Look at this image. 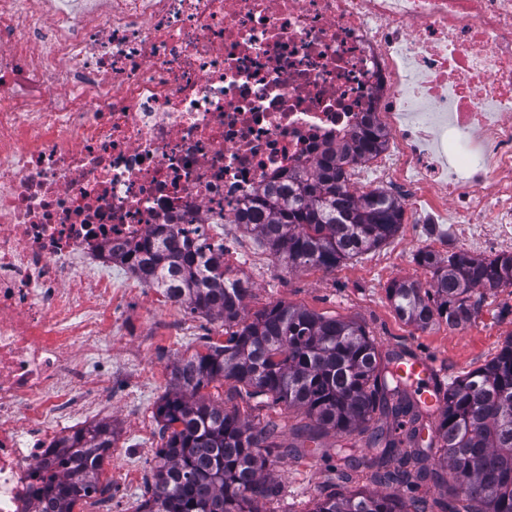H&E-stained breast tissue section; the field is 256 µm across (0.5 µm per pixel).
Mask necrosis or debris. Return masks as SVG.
<instances>
[{
	"mask_svg": "<svg viewBox=\"0 0 512 512\" xmlns=\"http://www.w3.org/2000/svg\"><path fill=\"white\" fill-rule=\"evenodd\" d=\"M367 115L352 191L512 252V0H0V512L112 402L84 378L144 285L108 248L174 224L232 266L261 188Z\"/></svg>",
	"mask_w": 512,
	"mask_h": 512,
	"instance_id": "obj_1",
	"label": "necrosis or debris"
}]
</instances>
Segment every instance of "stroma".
Segmentation results:
<instances>
[{
    "instance_id": "obj_1",
    "label": "stroma",
    "mask_w": 512,
    "mask_h": 512,
    "mask_svg": "<svg viewBox=\"0 0 512 512\" xmlns=\"http://www.w3.org/2000/svg\"><path fill=\"white\" fill-rule=\"evenodd\" d=\"M460 247L450 218L431 224L421 217L413 227H399L379 248L335 269L291 271L250 234L243 250L256 254L261 262L250 268L253 289L244 313L250 317L271 305L289 303L329 317L357 320L380 352L428 359L438 365L448 384L493 359L512 337V287L475 290L472 300L478 311L465 325L453 327L439 321L425 328L396 313L386 288L395 280L429 284L431 273L417 264V252L430 248L444 257ZM161 296V290L153 288L132 301L120 335L103 347L105 357L112 361L113 385L120 392L105 416L116 426L118 436L103 468L128 473L121 491L126 512H136L156 453L163 446L156 408L170 388L173 364L224 341L221 320L174 311L162 304ZM203 394L254 422L276 421L287 435L308 422L304 412L295 408L258 406L256 399L237 391L230 382L212 383ZM341 472L339 462L310 453L280 461L271 473L281 493L264 508L266 512H310L316 499L328 493L345 494L372 486L371 471L364 464H357L349 479H342Z\"/></svg>"
}]
</instances>
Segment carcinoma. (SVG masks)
<instances>
[{
	"instance_id": "obj_1",
	"label": "carcinoma",
	"mask_w": 512,
	"mask_h": 512,
	"mask_svg": "<svg viewBox=\"0 0 512 512\" xmlns=\"http://www.w3.org/2000/svg\"><path fill=\"white\" fill-rule=\"evenodd\" d=\"M386 139L365 119L303 176L264 186L241 216L246 229L290 270L333 269L379 247L398 230L403 209L384 191L355 194L344 165ZM110 257L146 286L184 296L191 312L224 321L223 344L172 367L171 390L157 407L165 443L139 512H263L280 492L269 473L271 449H280L281 461L312 442L322 456H337L345 439L370 429L365 461L378 489L325 495L311 512H433L427 498L395 490L425 480L448 497L443 512H512V339L449 384L433 408L393 370L401 354L382 356L354 320L284 303L244 318L251 289L171 226L132 247L112 246ZM415 260L430 269L429 287L394 281L386 291L396 312L422 327L467 323L476 313L473 290L512 286V253L483 259L452 251L438 259L420 251ZM224 380L268 406L302 409L311 423L286 441L278 423L243 420L201 395ZM328 435L334 442L323 448L318 440ZM114 438L105 422L66 438L62 457L70 467L43 487V512H71L99 482Z\"/></svg>"
}]
</instances>
